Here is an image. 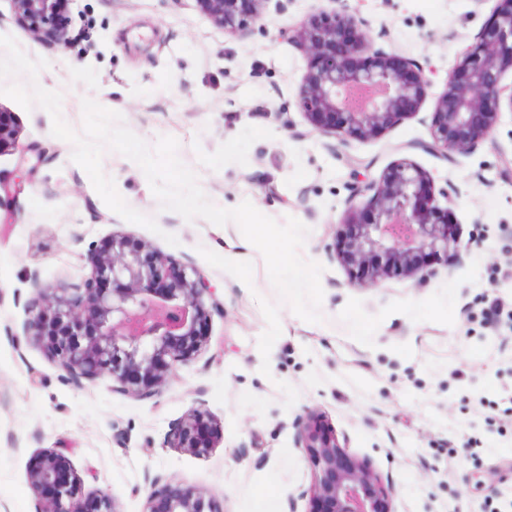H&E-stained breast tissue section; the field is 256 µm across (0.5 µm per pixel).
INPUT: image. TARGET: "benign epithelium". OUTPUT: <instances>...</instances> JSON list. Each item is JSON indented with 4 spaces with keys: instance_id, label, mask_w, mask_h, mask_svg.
Returning a JSON list of instances; mask_svg holds the SVG:
<instances>
[{
    "instance_id": "7a95c632",
    "label": "benign epithelium",
    "mask_w": 512,
    "mask_h": 512,
    "mask_svg": "<svg viewBox=\"0 0 512 512\" xmlns=\"http://www.w3.org/2000/svg\"><path fill=\"white\" fill-rule=\"evenodd\" d=\"M228 33L261 20L271 0H196ZM70 0H12L16 20L47 41L69 38L62 17ZM280 36L297 43L308 59L299 88L300 107L321 134L346 142L380 136L417 116L431 80L415 60L374 50L355 17L314 10ZM369 53L358 63V55ZM512 0H501L476 42L456 59L438 94L430 140L412 144L448 157L491 138L501 115L512 112ZM9 116L0 111V151L14 148ZM459 189L437 188L414 162L401 159L377 178L356 181L342 223L348 230L333 250L350 274L368 284L401 272L414 274L431 258L448 261L459 240L448 233L450 208ZM363 198L357 204L355 200ZM89 273L78 283L42 289L29 305L27 331L44 346L78 388L107 374L112 391L142 398L160 393L175 364L194 360L208 345L211 310L220 309L214 288L196 268L163 256L147 243L123 235L91 246ZM294 445L312 469L298 498L307 512H395L393 485L368 458L347 450L346 441L317 413L296 417ZM221 427L198 404L175 423L164 444L205 455L221 439ZM28 482L35 512H120L112 493L88 489L60 448H44L31 461ZM143 512H223L206 491L172 477L144 472Z\"/></svg>"
}]
</instances>
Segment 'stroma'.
Returning a JSON list of instances; mask_svg holds the SVG:
<instances>
[{
  "instance_id": "obj_1",
  "label": "stroma",
  "mask_w": 512,
  "mask_h": 512,
  "mask_svg": "<svg viewBox=\"0 0 512 512\" xmlns=\"http://www.w3.org/2000/svg\"><path fill=\"white\" fill-rule=\"evenodd\" d=\"M496 0H345L373 49L414 59L433 75L420 117L381 137L341 141L315 131L297 102L306 58L279 38L316 0H281L262 26L236 34L196 0H73L71 39L46 43L0 0V35L46 60L39 85L63 95L61 114L83 124V99L119 112L147 144L174 137L178 157L222 208L250 201L278 222L309 227L299 254L322 265V322L281 303L261 253L235 223L217 226L162 209L142 169L108 150L104 173L158 231L109 209L71 143L41 107L0 96L17 130L0 177L19 184L0 211V512H34L27 471L43 448L65 449L87 487L111 491L121 512H142L144 470L214 495L224 512H286L312 471L293 422L321 413L350 453L391 478L395 512H512V115L492 139L442 157L428 140L449 67L476 41ZM408 159L436 186L457 185L461 235L454 265L351 280L330 247L358 175ZM177 237L170 245L165 234ZM125 234L200 270L221 304L210 343L176 365L151 398L112 391L110 376L76 387L27 336L38 288L79 282L90 243ZM203 403L223 430L210 454L164 439Z\"/></svg>"
}]
</instances>
